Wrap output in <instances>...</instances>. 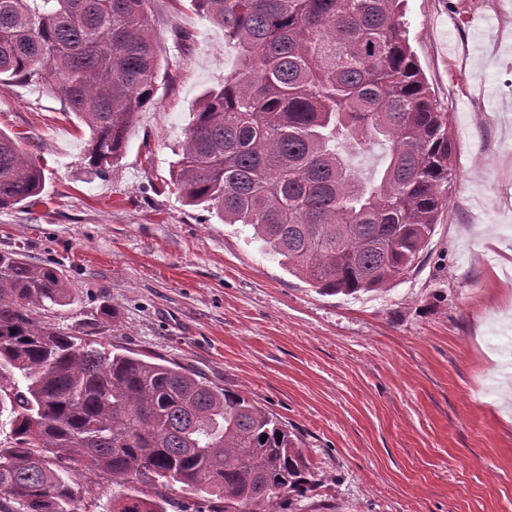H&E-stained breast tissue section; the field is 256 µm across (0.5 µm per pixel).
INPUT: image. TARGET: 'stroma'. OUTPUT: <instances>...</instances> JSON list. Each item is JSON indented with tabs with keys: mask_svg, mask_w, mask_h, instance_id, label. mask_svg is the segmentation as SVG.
Returning <instances> with one entry per match:
<instances>
[{
	"mask_svg": "<svg viewBox=\"0 0 512 512\" xmlns=\"http://www.w3.org/2000/svg\"><path fill=\"white\" fill-rule=\"evenodd\" d=\"M150 16L154 102L106 176L48 82H0V131L45 175L0 210V251L58 264L71 285V305L41 318L277 414L321 477L290 512H512V0H405L452 117L449 207L411 271L349 296L318 293L170 185L234 52L190 0H152Z\"/></svg>",
	"mask_w": 512,
	"mask_h": 512,
	"instance_id": "1",
	"label": "stroma"
}]
</instances>
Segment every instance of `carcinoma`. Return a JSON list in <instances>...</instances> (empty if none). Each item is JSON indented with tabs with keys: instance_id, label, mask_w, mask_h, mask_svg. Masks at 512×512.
I'll return each instance as SVG.
<instances>
[{
	"instance_id": "obj_1",
	"label": "carcinoma",
	"mask_w": 512,
	"mask_h": 512,
	"mask_svg": "<svg viewBox=\"0 0 512 512\" xmlns=\"http://www.w3.org/2000/svg\"><path fill=\"white\" fill-rule=\"evenodd\" d=\"M237 50L206 90L170 172L186 204L252 238L326 295L404 276L449 206L453 138L409 43L405 0H190ZM148 0H0V80L52 81L91 135L89 169L125 152L160 73ZM387 144L377 181L348 149ZM43 169L0 132V209ZM67 278L0 252V512H77L74 474L112 476L109 512H167L129 493L180 486L195 512H287L320 479L299 435L174 361L99 349L42 320Z\"/></svg>"
}]
</instances>
